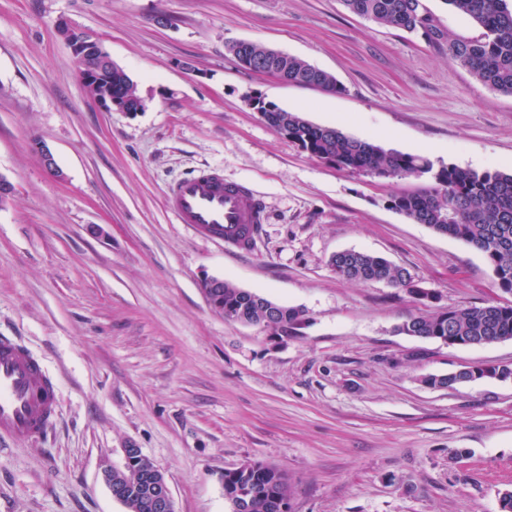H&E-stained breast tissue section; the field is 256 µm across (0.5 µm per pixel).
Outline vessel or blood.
<instances>
[{
	"instance_id": "vessel-or-blood-1",
	"label": "vessel or blood",
	"mask_w": 512,
	"mask_h": 512,
	"mask_svg": "<svg viewBox=\"0 0 512 512\" xmlns=\"http://www.w3.org/2000/svg\"><path fill=\"white\" fill-rule=\"evenodd\" d=\"M164 201L177 223L227 245L232 239L225 229L244 227L255 237L266 222L254 190L225 180L210 167L196 168L170 184ZM57 404V381L41 360L17 339L0 336V439H41L56 422Z\"/></svg>"
}]
</instances>
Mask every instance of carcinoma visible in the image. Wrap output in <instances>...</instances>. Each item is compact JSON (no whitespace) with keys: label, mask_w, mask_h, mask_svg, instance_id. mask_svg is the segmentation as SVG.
<instances>
[{"label":"carcinoma","mask_w":512,"mask_h":512,"mask_svg":"<svg viewBox=\"0 0 512 512\" xmlns=\"http://www.w3.org/2000/svg\"><path fill=\"white\" fill-rule=\"evenodd\" d=\"M352 13L379 24L421 34L432 44L443 45L448 58L467 68L483 85L512 95V3L509 0H446L448 6L467 15L483 29L479 39L450 38L437 24L423 0H342ZM307 63L290 56L275 68L288 76L306 78ZM264 121L276 131L288 125V141L302 151L337 167L377 177H414L428 186L411 194L395 195L390 208L434 232L461 240L481 253L490 265L496 284L512 292V172H482L455 165L434 167L427 157L386 150L352 137L333 126L313 124L297 112L264 113ZM336 275L355 283L383 280L395 288L414 293V278L404 268L385 258L362 251H349L331 260ZM224 319L259 326L295 330L303 311L254 297L250 291L224 281L221 295ZM399 331L425 339L464 337L474 346L512 339V304L440 309L414 316ZM145 476L129 489L123 504L128 512H149L146 506L155 465L139 458ZM224 498L231 512H289L288 478L279 468L259 461H246L224 472Z\"/></svg>","instance_id":"1"}]
</instances>
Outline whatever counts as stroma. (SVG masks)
Instances as JSON below:
<instances>
[{
    "mask_svg": "<svg viewBox=\"0 0 512 512\" xmlns=\"http://www.w3.org/2000/svg\"><path fill=\"white\" fill-rule=\"evenodd\" d=\"M61 19L99 35L144 111L109 112L87 93ZM231 40L300 58L342 90L245 70ZM255 94L438 165L512 171V96L342 0H0V173L16 187L0 207V334L60 384L47 436L0 442V512H127L103 479L127 448L164 473L174 512H230L224 472L247 460L287 473L290 512H500L512 381L423 378L510 365L512 339L446 345L398 327L512 293L482 254L388 207L418 180L311 157L250 108ZM201 166L258 191L267 222L249 250L166 210L167 185ZM343 250L386 257L434 300L339 278L330 259ZM207 276L304 322L276 339L226 321Z\"/></svg>",
    "mask_w": 512,
    "mask_h": 512,
    "instance_id": "1",
    "label": "stroma"
}]
</instances>
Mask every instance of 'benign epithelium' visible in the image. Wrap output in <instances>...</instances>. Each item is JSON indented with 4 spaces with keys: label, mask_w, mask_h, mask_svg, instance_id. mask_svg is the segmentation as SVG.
I'll return each instance as SVG.
<instances>
[{
    "label": "benign epithelium",
    "mask_w": 512,
    "mask_h": 512,
    "mask_svg": "<svg viewBox=\"0 0 512 512\" xmlns=\"http://www.w3.org/2000/svg\"><path fill=\"white\" fill-rule=\"evenodd\" d=\"M56 29L77 59L78 77L94 99L109 111H144L145 100L137 90L126 84H112V73L118 70V66L112 61L94 31L75 27L64 19L57 22ZM253 48L254 43L245 40L232 41L227 46L229 53L234 56L240 66L256 73L267 72L271 60L284 56V53L270 47L264 48L263 53L257 55L252 52ZM33 148L40 155L48 171L59 178L63 177L54 154L44 140L34 141ZM202 287L212 311L220 316L224 315V306L219 302L217 292V289L224 287V279L207 276L202 280ZM140 456L141 451L138 448L124 449V471L127 479L132 481L138 479L139 473L135 465ZM149 508L152 512H174L173 499L167 483L161 480L155 483Z\"/></svg>",
    "instance_id": "obj_1"
}]
</instances>
